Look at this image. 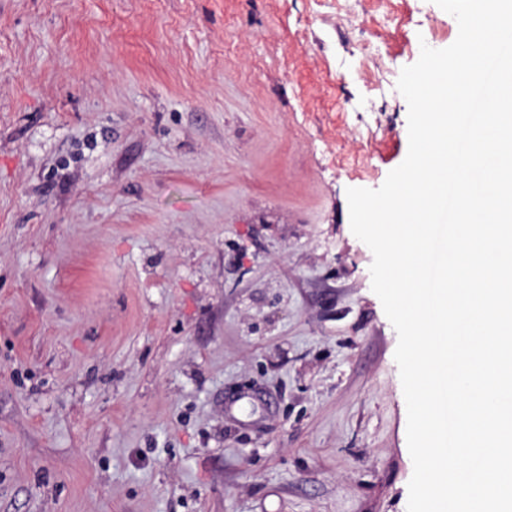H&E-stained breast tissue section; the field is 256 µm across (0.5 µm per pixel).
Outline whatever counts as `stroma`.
<instances>
[{"mask_svg": "<svg viewBox=\"0 0 512 512\" xmlns=\"http://www.w3.org/2000/svg\"><path fill=\"white\" fill-rule=\"evenodd\" d=\"M434 0H0V512H407L346 190Z\"/></svg>", "mask_w": 512, "mask_h": 512, "instance_id": "stroma-1", "label": "stroma"}]
</instances>
